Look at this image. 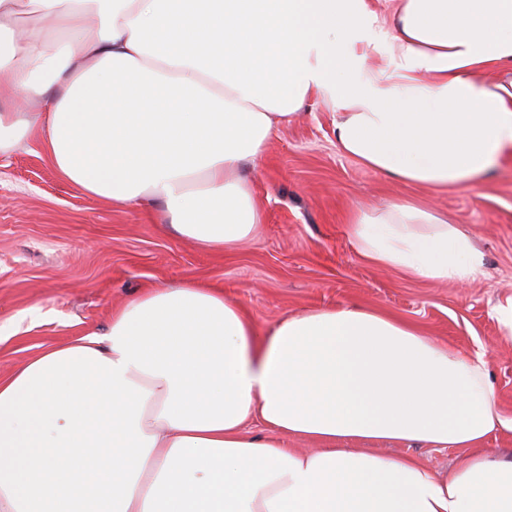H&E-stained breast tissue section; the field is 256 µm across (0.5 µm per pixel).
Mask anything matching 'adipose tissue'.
Returning a JSON list of instances; mask_svg holds the SVG:
<instances>
[{"label":"adipose tissue","instance_id":"adipose-tissue-1","mask_svg":"<svg viewBox=\"0 0 512 512\" xmlns=\"http://www.w3.org/2000/svg\"><path fill=\"white\" fill-rule=\"evenodd\" d=\"M391 10L381 39L368 0H0V157L40 129L65 179L161 204L208 252L259 234L243 168L313 97L362 166L471 184L512 152V0ZM347 235L408 279L482 273L471 237L414 198L355 210ZM499 429L483 354L357 304L263 330L187 281L0 378V512H512V461L484 446ZM384 442L459 454L440 474L371 453Z\"/></svg>","mask_w":512,"mask_h":512}]
</instances>
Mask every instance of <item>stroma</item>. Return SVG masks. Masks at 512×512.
<instances>
[{"mask_svg": "<svg viewBox=\"0 0 512 512\" xmlns=\"http://www.w3.org/2000/svg\"><path fill=\"white\" fill-rule=\"evenodd\" d=\"M335 112L311 100L246 168L265 213L231 252L199 250L159 215L92 196L60 176L32 139L0 160V377L50 347L106 331L114 308L149 288L194 280L223 289L271 326L284 315L358 303L409 321L459 352H483L512 416V156L478 182L431 196L472 234L483 273L467 286L409 280L369 264L346 218L413 187L342 154Z\"/></svg>", "mask_w": 512, "mask_h": 512, "instance_id": "obj_1", "label": "stroma"}]
</instances>
